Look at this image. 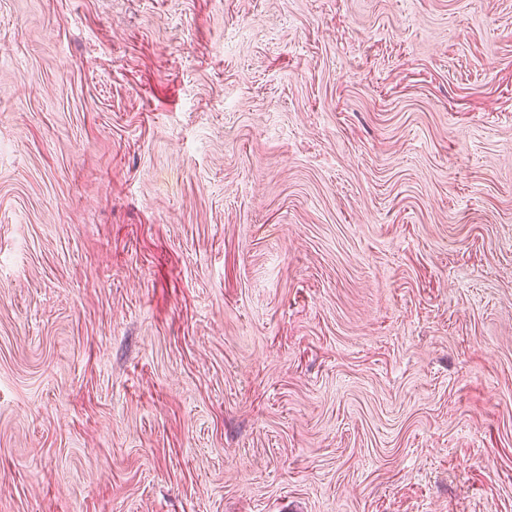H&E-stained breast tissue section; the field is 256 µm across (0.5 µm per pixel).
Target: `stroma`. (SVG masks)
<instances>
[{
    "label": "stroma",
    "instance_id": "stroma-1",
    "mask_svg": "<svg viewBox=\"0 0 512 512\" xmlns=\"http://www.w3.org/2000/svg\"><path fill=\"white\" fill-rule=\"evenodd\" d=\"M0 512H512V0H0Z\"/></svg>",
    "mask_w": 512,
    "mask_h": 512
}]
</instances>
